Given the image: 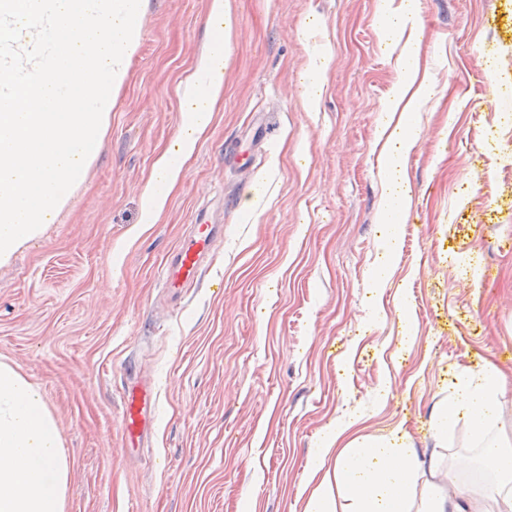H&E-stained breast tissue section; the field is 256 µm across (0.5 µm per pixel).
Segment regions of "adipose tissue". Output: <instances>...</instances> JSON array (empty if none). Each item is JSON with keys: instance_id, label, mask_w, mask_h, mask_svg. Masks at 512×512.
I'll use <instances>...</instances> for the list:
<instances>
[{"instance_id": "adipose-tissue-1", "label": "adipose tissue", "mask_w": 512, "mask_h": 512, "mask_svg": "<svg viewBox=\"0 0 512 512\" xmlns=\"http://www.w3.org/2000/svg\"><path fill=\"white\" fill-rule=\"evenodd\" d=\"M209 23L214 40L196 61L178 155L164 153L156 159L154 167L164 187L149 185L143 192L146 224L155 223L166 208L183 178L185 161L193 156L200 135L209 129L224 100L227 57L222 46L231 29L224 0H212ZM505 388L503 375L492 366L460 377L453 399L437 408L435 435L445 437L459 423H466L488 464L512 476V448L489 439ZM333 447L329 441L318 451L327 470L311 493L306 512H335L338 489L348 495L351 512H512L508 484L491 494L460 488L446 495L434 483L417 485L421 462L398 440L369 439L339 454ZM67 470L61 435L40 389L12 365L0 362V512H64Z\"/></svg>"}]
</instances>
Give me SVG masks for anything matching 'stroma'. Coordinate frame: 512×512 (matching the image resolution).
<instances>
[{
	"instance_id": "stroma-1",
	"label": "stroma",
	"mask_w": 512,
	"mask_h": 512,
	"mask_svg": "<svg viewBox=\"0 0 512 512\" xmlns=\"http://www.w3.org/2000/svg\"><path fill=\"white\" fill-rule=\"evenodd\" d=\"M210 2L142 0L97 156L0 267V361L55 418L66 512H305L317 450L345 422L343 444L397 433L439 461L421 479L472 487L467 425L440 441L432 420L461 374L491 364L507 379L494 433L512 444V135H486L512 121V0H412L422 25L398 42L383 11L402 0H226L224 102L145 226ZM402 53L427 90L409 114L384 109ZM403 121L418 138L387 252ZM202 210L224 236L198 285L168 297L159 273ZM133 374L157 402L137 448L121 415ZM415 140V131L407 123H400L397 125L389 136V142H392L390 149V174L387 178V193L386 196L390 198L391 204H395L403 208L407 202V192L405 188L395 187L392 179V174L395 171H400V159L406 155L413 147ZM388 192L391 194H388Z\"/></svg>"
}]
</instances>
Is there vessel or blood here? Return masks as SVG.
<instances>
[{
  "instance_id": "b4317fda",
  "label": "vessel or blood",
  "mask_w": 512,
  "mask_h": 512,
  "mask_svg": "<svg viewBox=\"0 0 512 512\" xmlns=\"http://www.w3.org/2000/svg\"><path fill=\"white\" fill-rule=\"evenodd\" d=\"M224 232L223 225L200 220L164 264L162 284L169 295L181 296L186 288L197 283L205 261L214 254ZM156 403L148 384L137 383L127 388L124 396L122 422L127 441L141 443L155 419Z\"/></svg>"
}]
</instances>
